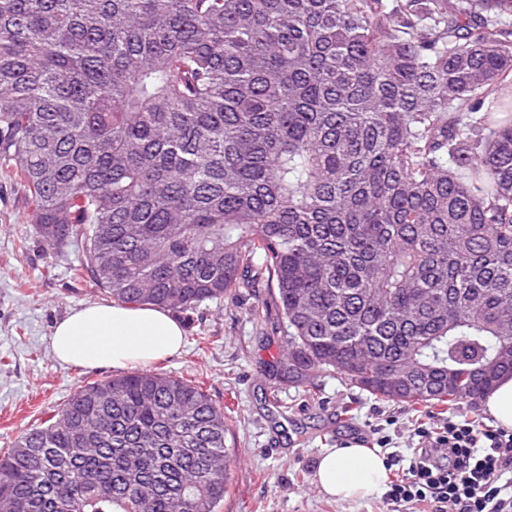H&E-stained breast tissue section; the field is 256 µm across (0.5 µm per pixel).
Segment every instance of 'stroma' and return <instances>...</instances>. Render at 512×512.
Returning a JSON list of instances; mask_svg holds the SVG:
<instances>
[{
	"mask_svg": "<svg viewBox=\"0 0 512 512\" xmlns=\"http://www.w3.org/2000/svg\"><path fill=\"white\" fill-rule=\"evenodd\" d=\"M80 257L76 241L54 254L43 251L24 193L0 175V452L57 414L78 387L116 374L112 367L63 364L51 348L58 321L83 304L109 300L75 279ZM269 293L264 285L242 289L176 313L186 347L181 356L151 364L193 381L224 408L231 466L218 512H385L378 494L340 502L320 491L315 473L324 449L361 443L405 457L420 423L440 424L452 413L488 421L478 399L446 411L414 409L375 399L333 373L320 375L313 397L275 378L271 367L283 336L253 315ZM203 336L212 345L200 347Z\"/></svg>",
	"mask_w": 512,
	"mask_h": 512,
	"instance_id": "stroma-1",
	"label": "stroma"
}]
</instances>
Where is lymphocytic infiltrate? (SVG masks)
I'll return each mask as SVG.
<instances>
[{
	"instance_id": "obj_1",
	"label": "lymphocytic infiltrate",
	"mask_w": 512,
	"mask_h": 512,
	"mask_svg": "<svg viewBox=\"0 0 512 512\" xmlns=\"http://www.w3.org/2000/svg\"><path fill=\"white\" fill-rule=\"evenodd\" d=\"M420 445L383 494L388 512L426 503L430 512H512V433L468 418L417 429Z\"/></svg>"
}]
</instances>
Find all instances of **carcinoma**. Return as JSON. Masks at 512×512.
<instances>
[{
	"label": "carcinoma",
	"instance_id": "obj_1",
	"mask_svg": "<svg viewBox=\"0 0 512 512\" xmlns=\"http://www.w3.org/2000/svg\"><path fill=\"white\" fill-rule=\"evenodd\" d=\"M512 0H0V173L119 305L263 278L277 373L447 408L512 377ZM224 408L150 370L0 453L10 512H217Z\"/></svg>",
	"mask_w": 512,
	"mask_h": 512
}]
</instances>
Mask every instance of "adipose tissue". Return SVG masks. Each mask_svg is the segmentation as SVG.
<instances>
[{"label":"adipose tissue","mask_w":512,"mask_h":512,"mask_svg":"<svg viewBox=\"0 0 512 512\" xmlns=\"http://www.w3.org/2000/svg\"><path fill=\"white\" fill-rule=\"evenodd\" d=\"M183 346L184 331L167 312L115 303L82 306L52 335L56 357L80 367L146 365L177 356ZM389 479L384 456L364 446L325 449L315 474L318 488L342 502L371 495Z\"/></svg>","instance_id":"adipose-tissue-1"}]
</instances>
